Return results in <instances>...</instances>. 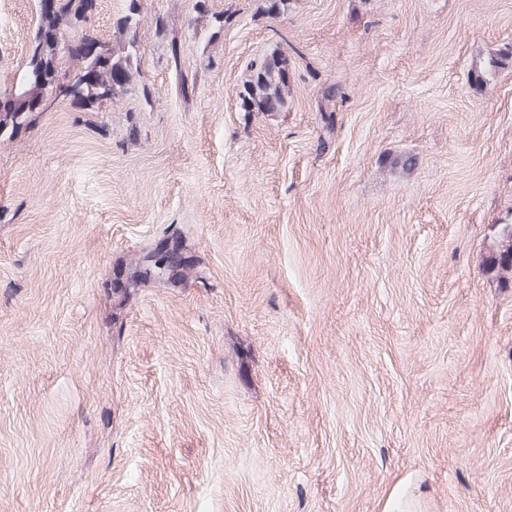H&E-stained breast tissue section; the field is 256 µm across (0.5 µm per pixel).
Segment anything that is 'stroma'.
Listing matches in <instances>:
<instances>
[{"instance_id": "35a3bbf8", "label": "stroma", "mask_w": 512, "mask_h": 512, "mask_svg": "<svg viewBox=\"0 0 512 512\" xmlns=\"http://www.w3.org/2000/svg\"><path fill=\"white\" fill-rule=\"evenodd\" d=\"M197 1L140 0L132 93L0 131V512H512V66L470 82L512 0ZM276 48L287 106L243 111ZM483 263L488 271L495 273L500 283L508 284L512 274V224L502 227L498 243L485 252Z\"/></svg>"}]
</instances>
